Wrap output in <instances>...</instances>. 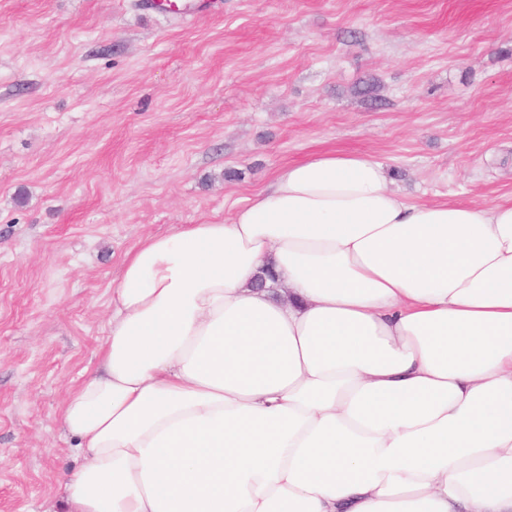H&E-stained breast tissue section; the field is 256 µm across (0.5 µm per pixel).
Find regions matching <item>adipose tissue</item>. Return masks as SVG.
<instances>
[{"label":"adipose tissue","mask_w":512,"mask_h":512,"mask_svg":"<svg viewBox=\"0 0 512 512\" xmlns=\"http://www.w3.org/2000/svg\"><path fill=\"white\" fill-rule=\"evenodd\" d=\"M44 512H512V202L287 165L130 251Z\"/></svg>","instance_id":"adipose-tissue-1"}]
</instances>
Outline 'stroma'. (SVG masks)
<instances>
[{"instance_id": "35a3bbf8", "label": "stroma", "mask_w": 512, "mask_h": 512, "mask_svg": "<svg viewBox=\"0 0 512 512\" xmlns=\"http://www.w3.org/2000/svg\"><path fill=\"white\" fill-rule=\"evenodd\" d=\"M323 150L416 203L511 202L512 0H0V512L82 461L59 408L128 252Z\"/></svg>"}]
</instances>
